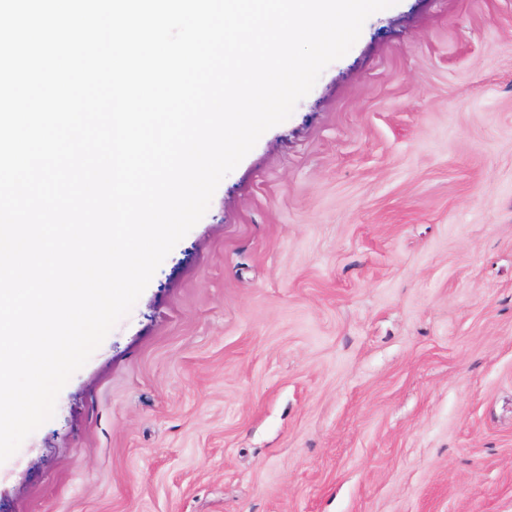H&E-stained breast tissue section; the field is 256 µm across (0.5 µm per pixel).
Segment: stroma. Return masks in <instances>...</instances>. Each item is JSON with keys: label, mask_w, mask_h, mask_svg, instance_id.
I'll return each instance as SVG.
<instances>
[{"label": "stroma", "mask_w": 512, "mask_h": 512, "mask_svg": "<svg viewBox=\"0 0 512 512\" xmlns=\"http://www.w3.org/2000/svg\"><path fill=\"white\" fill-rule=\"evenodd\" d=\"M0 512H512V0H398L0 463Z\"/></svg>", "instance_id": "1"}]
</instances>
